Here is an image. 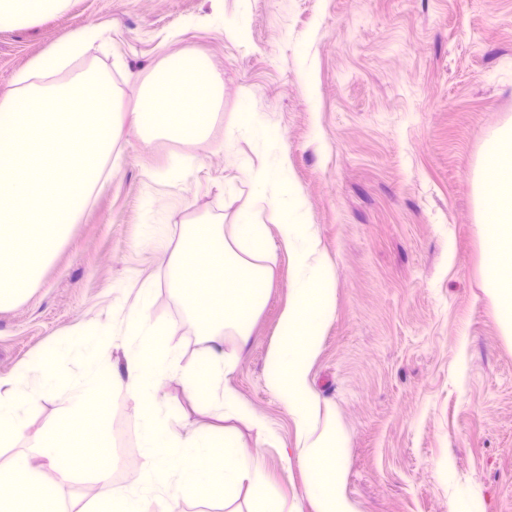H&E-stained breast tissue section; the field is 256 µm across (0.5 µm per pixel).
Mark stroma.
<instances>
[{
  "label": "stroma",
  "mask_w": 512,
  "mask_h": 512,
  "mask_svg": "<svg viewBox=\"0 0 512 512\" xmlns=\"http://www.w3.org/2000/svg\"><path fill=\"white\" fill-rule=\"evenodd\" d=\"M223 27H215V18ZM100 39L80 67L112 71L121 111L138 101L170 54L202 52L224 78L204 142L123 135L120 165L42 272L0 310V377L50 345L89 362L80 325L118 320L147 296L152 320L178 325L185 361L205 345L181 324L165 280L168 251L202 223L234 238L258 166L242 113L279 131L278 149L335 275L336 311L311 381L350 438L346 494L359 512H512V337L481 287L473 178L485 139L512 124V0H70L58 15L0 30V88L61 39ZM185 167L157 178L168 159ZM158 213L162 223L147 225ZM294 265L278 252L249 345L225 332L231 388L268 427L205 407L177 380L166 402L192 425L232 432L257 450L268 493L313 512L287 405L265 386L266 353L290 299ZM112 428L127 432L125 484L141 450L131 404L115 400ZM45 480L71 512L94 494L85 477Z\"/></svg>",
  "instance_id": "stroma-1"
}]
</instances>
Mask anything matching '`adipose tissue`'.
<instances>
[{"instance_id":"1","label":"adipose tissue","mask_w":512,"mask_h":512,"mask_svg":"<svg viewBox=\"0 0 512 512\" xmlns=\"http://www.w3.org/2000/svg\"><path fill=\"white\" fill-rule=\"evenodd\" d=\"M68 0H0V29L23 28L65 9ZM223 80L189 50L156 68L130 126L144 143L158 136L203 142L221 104ZM484 256L483 288L504 335H512V127L491 132L475 177Z\"/></svg>"}]
</instances>
